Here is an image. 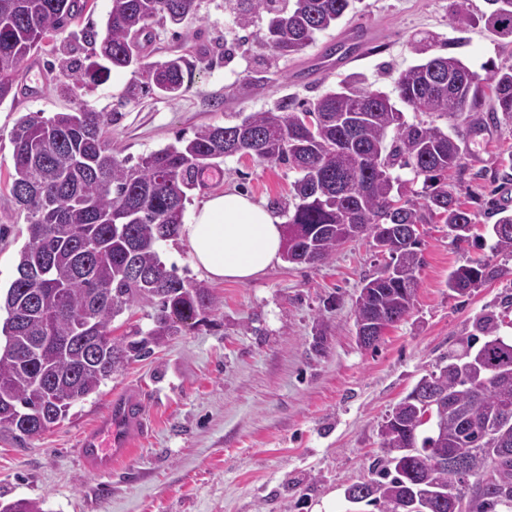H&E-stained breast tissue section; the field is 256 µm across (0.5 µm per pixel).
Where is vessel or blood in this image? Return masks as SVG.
I'll list each match as a JSON object with an SVG mask.
<instances>
[{"label":"vessel or blood","instance_id":"1","mask_svg":"<svg viewBox=\"0 0 512 512\" xmlns=\"http://www.w3.org/2000/svg\"><path fill=\"white\" fill-rule=\"evenodd\" d=\"M145 425L138 392L131 390L115 398L106 414L80 442L83 464L97 473L111 471L113 464L130 455L132 435Z\"/></svg>","mask_w":512,"mask_h":512}]
</instances>
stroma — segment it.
<instances>
[{
	"mask_svg": "<svg viewBox=\"0 0 512 512\" xmlns=\"http://www.w3.org/2000/svg\"><path fill=\"white\" fill-rule=\"evenodd\" d=\"M450 3L357 0L355 14L317 33L301 53L277 57L259 44L266 16L244 29L227 0H198L183 24H154L146 50L149 63L177 55L194 61L174 99L127 98L136 78L130 69L84 87L61 65L66 49L40 55L43 75H31L30 89L0 103V290L16 278L29 240L26 213L9 191L10 132L21 116L88 104L106 114L113 146L135 162L200 127L239 122L286 98L314 101L350 77L394 94L398 73L427 54H453L489 85L495 67L512 65V44L479 25L459 32ZM359 24L371 31L368 47L337 65L327 49ZM419 41L427 54L413 50ZM256 76L264 83L255 88ZM463 147L465 168L453 182L471 213V237L458 243L446 225H420L425 264L414 305L376 346L360 347L354 325L364 279L389 260L369 239L348 242L319 264L280 261L248 283H210L217 306L205 321L129 362L43 434H0V502L36 499L45 512H348L347 488L382 466L381 425L423 376L447 364L462 330L491 312L499 336L512 339V255L494 252L491 235L512 121L482 113ZM297 177L286 165L235 155L211 167L191 201L239 190L276 204L284 219ZM474 260L504 273L471 294L451 292L450 272ZM131 389L141 395L147 431L111 473L87 472L82 434Z\"/></svg>",
	"mask_w": 512,
	"mask_h": 512,
	"instance_id": "stroma-1",
	"label": "stroma"
}]
</instances>
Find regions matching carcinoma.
Segmentation results:
<instances>
[{"mask_svg":"<svg viewBox=\"0 0 512 512\" xmlns=\"http://www.w3.org/2000/svg\"><path fill=\"white\" fill-rule=\"evenodd\" d=\"M484 30L512 38V0H487ZM353 0H236V21L251 25L268 16L266 45L280 56L303 51L316 33L341 21ZM85 4L79 0H0V104L15 94L21 62L55 37L68 33ZM196 0H111L102 38L81 34L90 45L85 65L71 61L73 80L104 79L103 73L138 66L139 80L128 95L175 97L191 74L184 55L160 63L141 62L158 19L182 24L195 14ZM461 30L476 25L468 0H453ZM399 98L413 111L436 117L465 116L475 131V113L488 107L512 120V65L497 68L484 90L459 58L436 55L401 71ZM106 116L85 105L44 117L20 118L10 138V192L27 213L29 241L20 251L17 277L0 295V432L15 439L38 435L68 415L72 405L97 392L128 361L180 326L213 310L217 302L203 283H190L166 269L157 243L178 235L186 202L204 169L228 156L260 163H286L299 173L296 203L285 224L282 256L292 264L321 263L346 242L372 236L390 261L365 280L355 301V324L400 322L413 306L417 275L424 264L418 225L438 220L459 241L468 240L472 218L448 183L463 167L461 133L452 136L434 123H408L388 94L356 84L323 94L307 106L285 100L251 112L238 124L207 126L191 138L154 151L135 165L119 158L108 138ZM392 141H387L389 131ZM409 168L423 178L415 197L409 182L391 174ZM33 193L20 195L22 186ZM494 249L512 254V213L492 225ZM487 261L463 265L448 276V288L465 295L499 277ZM134 303L156 308L154 326L138 338L112 337L109 326ZM498 318L486 314L474 332L460 338L462 351L428 375L442 396L436 430L399 403L381 429L387 465L362 482L356 503L378 512L457 482L437 468L441 459L470 450L463 495L467 512H512V341L496 335ZM487 337L475 347L479 336ZM498 371L486 386L475 384L472 363ZM496 431V485L483 480L490 457L486 430Z\"/></svg>","mask_w":512,"mask_h":512,"instance_id":"carcinoma-1","label":"carcinoma"}]
</instances>
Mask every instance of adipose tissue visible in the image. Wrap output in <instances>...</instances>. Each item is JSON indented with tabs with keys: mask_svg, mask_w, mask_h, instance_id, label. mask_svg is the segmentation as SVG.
<instances>
[{
	"mask_svg": "<svg viewBox=\"0 0 512 512\" xmlns=\"http://www.w3.org/2000/svg\"><path fill=\"white\" fill-rule=\"evenodd\" d=\"M282 222L241 192L209 196L181 225L179 236L194 268L211 280L247 282L278 262Z\"/></svg>",
	"mask_w": 512,
	"mask_h": 512,
	"instance_id": "adipose-tissue-1",
	"label": "adipose tissue"
}]
</instances>
